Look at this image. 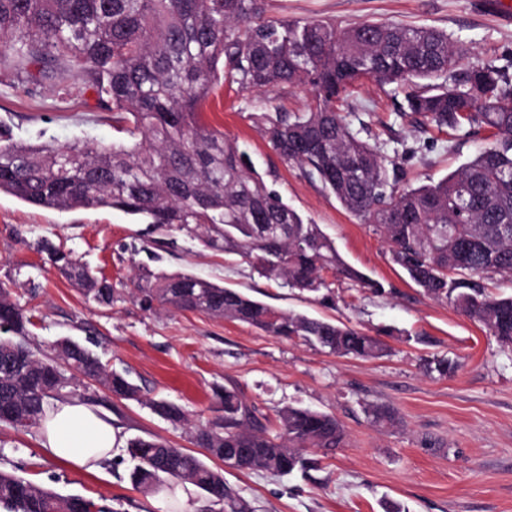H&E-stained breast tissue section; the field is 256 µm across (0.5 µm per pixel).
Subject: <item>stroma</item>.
<instances>
[{
    "label": "stroma",
    "instance_id": "1",
    "mask_svg": "<svg viewBox=\"0 0 512 512\" xmlns=\"http://www.w3.org/2000/svg\"><path fill=\"white\" fill-rule=\"evenodd\" d=\"M277 18L326 19L344 27L369 19L434 27L460 47L458 71L498 67L512 85V25L483 11L479 0H266ZM304 87L252 94L225 89L206 120L245 153L267 185L335 243L346 263L382 284V292L343 278L311 296L254 273L244 262L204 249L183 233L150 232L112 210L58 212L0 194V283L32 317L29 340L48 353L71 339L108 367L128 371L140 401H119L95 384L87 391L124 438L155 435L198 453L193 423L221 415L217 391L234 388L268 426L291 404L336 416L347 440L326 455L306 451V472L275 475L228 470L226 483L253 512H512V350L452 304L432 299L394 265L372 226L343 209L318 182L270 147L260 115L306 112ZM343 111L363 122L371 140L414 185L439 181L472 158L480 139L412 114H399L390 89L365 79L347 93ZM0 125L19 142L112 143L124 135L92 91L51 79L18 80L0 65ZM70 251L115 290L111 304L87 300L79 286L37 249L40 240ZM184 271L240 289L278 309L332 319L380 337L386 355L338 356L300 339L265 335L237 322L173 309L147 310L135 295L138 269ZM447 362V374L437 370ZM181 405L188 422L160 419L149 403ZM396 420L372 423L369 409ZM124 450L94 472L49 456L37 429L0 423V470L57 492L80 494L105 512H166L159 496L128 479Z\"/></svg>",
    "mask_w": 512,
    "mask_h": 512
}]
</instances>
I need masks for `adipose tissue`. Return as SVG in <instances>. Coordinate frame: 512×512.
Returning <instances> with one entry per match:
<instances>
[{"mask_svg": "<svg viewBox=\"0 0 512 512\" xmlns=\"http://www.w3.org/2000/svg\"><path fill=\"white\" fill-rule=\"evenodd\" d=\"M123 437L111 418L77 397L55 401L40 425V446L85 471L98 470Z\"/></svg>", "mask_w": 512, "mask_h": 512, "instance_id": "adipose-tissue-1", "label": "adipose tissue"}]
</instances>
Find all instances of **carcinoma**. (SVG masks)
<instances>
[{
  "label": "carcinoma",
  "instance_id": "carcinoma-1",
  "mask_svg": "<svg viewBox=\"0 0 512 512\" xmlns=\"http://www.w3.org/2000/svg\"><path fill=\"white\" fill-rule=\"evenodd\" d=\"M0 49L15 70L40 67L59 84L81 80L104 109L122 115L134 139L93 146L14 141L0 130V193L39 208L112 209L156 230H177L234 255L260 276L301 292L331 289L324 272L380 290L346 264L319 225L304 219L243 160L237 145L203 119L224 86L242 94L288 84L314 96L308 112H265L273 151L297 165L363 223L383 235L391 261L424 293L445 300L512 349V294L491 295L475 278L512 277V89L501 72L459 73L458 48L435 28L365 21L345 29L321 20L274 18L265 0H0ZM405 92L404 109L453 131L479 128L492 141L448 177L399 186L384 147L362 136L336 103L363 79ZM48 260L97 303L112 284L42 242ZM140 303L249 325L299 338L330 354L372 359L387 346L360 329L276 310L237 290L188 273L146 271ZM0 423L40 425L49 400L77 395L80 381L118 400L141 401L127 371L109 369L81 345L57 360L29 347L27 311L0 284ZM223 414L193 432L205 458L149 435L127 441L132 485L145 494L192 487L220 506L247 504L224 470L289 475L306 468L303 451L345 444L335 416L288 405L268 431L236 389L217 393ZM155 414L188 421L179 405L154 400ZM217 460L215 467L207 460ZM5 512H102L81 495H63L0 470Z\"/></svg>",
  "mask_w": 512,
  "mask_h": 512
}]
</instances>
